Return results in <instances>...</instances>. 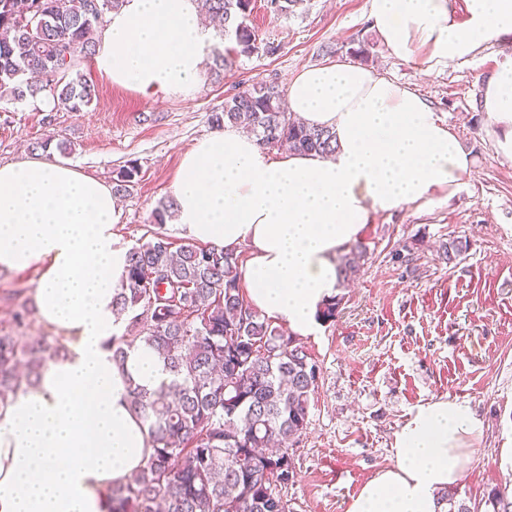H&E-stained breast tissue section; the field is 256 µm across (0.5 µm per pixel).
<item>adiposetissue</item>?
<instances>
[{"label":"adipose tissue","instance_id":"ef3b65f1","mask_svg":"<svg viewBox=\"0 0 512 512\" xmlns=\"http://www.w3.org/2000/svg\"><path fill=\"white\" fill-rule=\"evenodd\" d=\"M371 0L389 57L427 72L467 62L484 44L512 42V0ZM215 31L195 0H125L106 23L96 72L143 97L183 95L198 82ZM290 112L330 129L329 156L271 155L234 126L187 151L170 186L190 241L247 247L240 285L251 307L297 336L315 332L337 291L341 253L371 214L426 201L459 184L471 158L418 93L346 60L303 67L287 88ZM481 110L497 151L512 160V55L482 85ZM116 200L98 179L57 162L0 164V270L37 269L39 322L66 345L34 386L0 408V512H107L112 488L149 461L148 427L130 409L128 383L168 381L153 353L112 361L125 324L112 311L127 249L114 237ZM482 425L470 406L418 407L394 439V462L347 512H446Z\"/></svg>","mask_w":512,"mask_h":512}]
</instances>
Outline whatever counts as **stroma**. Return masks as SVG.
<instances>
[{
  "label": "stroma",
  "mask_w": 512,
  "mask_h": 512,
  "mask_svg": "<svg viewBox=\"0 0 512 512\" xmlns=\"http://www.w3.org/2000/svg\"><path fill=\"white\" fill-rule=\"evenodd\" d=\"M255 0L249 23L271 54L239 57L223 80L201 74L186 96L143 97L97 77V101L79 112L41 107L50 99H0V164L63 158L112 184L137 166V184L120 197L114 233L125 246L154 232L186 240L174 222L151 213L170 200L184 153L213 130L210 116L244 86L267 80L286 87L302 67L339 58L373 67L418 92L448 123L473 159L460 186L423 206L373 215L360 241L359 274L340 287L336 322L301 337L320 367L309 425L292 447L297 476L285 489L289 512H347L353 497L392 464L396 432L419 406L440 399L468 402L483 433L451 490L481 500L488 487L512 490L501 450L512 441V160L498 155L490 120L478 108L484 80L502 59L488 44L466 63L425 74L414 62L386 55L368 17L369 0H303L279 16ZM366 56H359L358 48ZM44 150H32L35 142ZM72 151L61 156L58 142ZM457 240L467 250L453 264L438 249ZM34 271L0 273V327L28 299Z\"/></svg>",
  "instance_id": "stroma-1"
}]
</instances>
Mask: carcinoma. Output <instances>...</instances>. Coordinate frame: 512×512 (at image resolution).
Wrapping results in <instances>:
<instances>
[{"label":"carcinoma","mask_w":512,"mask_h":512,"mask_svg":"<svg viewBox=\"0 0 512 512\" xmlns=\"http://www.w3.org/2000/svg\"><path fill=\"white\" fill-rule=\"evenodd\" d=\"M0 0V98L16 101L52 91L57 108L80 112L98 96L82 70L94 56L103 16L125 0ZM201 11L232 32L234 46L214 49L213 73L221 77L233 58L261 50L248 23L251 0H199ZM39 16L38 28L20 24ZM64 44L70 60L57 56ZM212 124L244 125L265 150L281 146L300 153L330 154L336 135L292 118L273 83L259 81L224 98ZM138 169L117 173L113 194L128 195ZM467 244L442 245L450 264ZM366 249L357 246L337 265L339 283L356 276ZM342 298L333 296L319 320L334 323ZM113 308L128 318L130 334L112 338V360L123 364L134 348H150L170 381L156 390L129 383L132 410L148 423L154 453L128 483L112 488L109 512H285L282 469L285 445L307 429L311 396L320 367L308 351L249 306L239 286L235 251L188 244L173 249L169 237L154 235L128 248L125 280ZM31 309L21 303L12 322L0 328V402L22 384H34L46 364L39 336H24ZM447 512H512V495L486 491L475 506L455 494L442 497Z\"/></svg>","instance_id":"carcinoma-1"}]
</instances>
